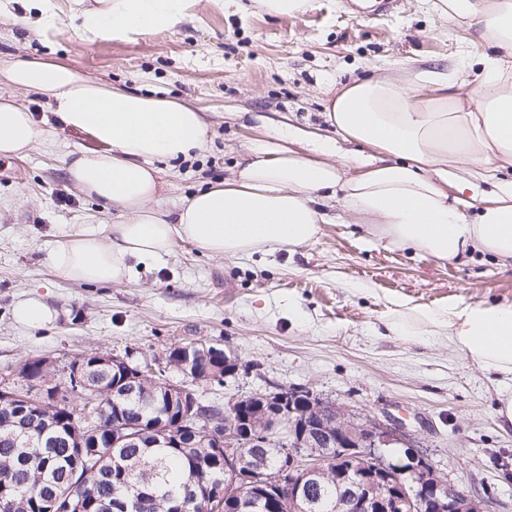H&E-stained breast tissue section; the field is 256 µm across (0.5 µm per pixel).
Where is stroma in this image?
I'll list each match as a JSON object with an SVG mask.
<instances>
[{
	"label": "stroma",
	"instance_id": "obj_1",
	"mask_svg": "<svg viewBox=\"0 0 512 512\" xmlns=\"http://www.w3.org/2000/svg\"><path fill=\"white\" fill-rule=\"evenodd\" d=\"M58 22L24 18L23 6L0 12V64L44 58L128 90L179 99L202 109L208 145L186 161H159L160 205L232 176L263 123L335 137L326 106L346 82L373 72L466 69L474 31L429 11L427 0H398L391 15L376 0H312L291 16L242 11L240 0H197L171 30L125 39H81L73 0H55ZM53 133L56 150L34 146L0 157V382L20 386L32 358L63 367L99 351L138 359L163 357L172 343L232 349L238 371L200 383L206 403L272 387H305L356 417L401 423L437 474L480 498L485 512H512V428L495 407L498 377L448 347L446 339L385 335V298L433 306L512 301V269L489 257L440 262L385 246L356 224L340 201L334 221L295 253L215 259L176 241L164 259L136 266L130 280L72 282L48 254L80 224H108L110 210L69 180L66 155L91 146L86 134L59 125L45 96L0 83ZM41 298L58 317L32 328L12 309Z\"/></svg>",
	"mask_w": 512,
	"mask_h": 512
}]
</instances>
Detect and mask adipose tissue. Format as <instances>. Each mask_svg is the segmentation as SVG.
Masks as SVG:
<instances>
[{
	"label": "adipose tissue",
	"instance_id": "obj_1",
	"mask_svg": "<svg viewBox=\"0 0 512 512\" xmlns=\"http://www.w3.org/2000/svg\"><path fill=\"white\" fill-rule=\"evenodd\" d=\"M195 0H95L76 15L86 41L175 28ZM438 15L476 24L469 54L475 81L450 91L433 70L373 75L344 84L328 119L349 142L367 145L346 176L335 148L315 133L304 151L290 130L270 131L245 165L223 183L184 199L175 212L157 207L159 160H188L202 150L207 124L174 98L96 82L71 66L29 59L0 70L20 89L48 98L65 127L95 148L71 154L70 180L119 209L109 227L83 224L47 256L64 278L94 284L125 281L137 262L168 256L185 240L211 257L274 254L313 242L326 215L320 199L340 195L346 211L393 248L442 261L487 254L512 268V181L485 189L486 168L512 165V0H432ZM47 131L15 98L0 96V156H20ZM470 168L460 174L457 163ZM478 202L468 215L469 202ZM383 323L394 336H443L483 371L512 381V303L448 302L425 306L386 300Z\"/></svg>",
	"mask_w": 512,
	"mask_h": 512
}]
</instances>
